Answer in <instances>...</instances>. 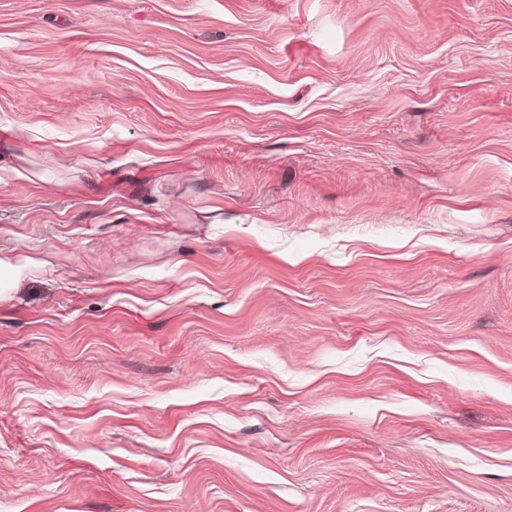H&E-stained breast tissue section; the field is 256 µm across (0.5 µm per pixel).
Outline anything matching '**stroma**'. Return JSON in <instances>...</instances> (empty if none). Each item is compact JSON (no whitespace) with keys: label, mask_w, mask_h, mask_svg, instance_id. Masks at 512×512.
Listing matches in <instances>:
<instances>
[{"label":"stroma","mask_w":512,"mask_h":512,"mask_svg":"<svg viewBox=\"0 0 512 512\" xmlns=\"http://www.w3.org/2000/svg\"><path fill=\"white\" fill-rule=\"evenodd\" d=\"M0 512H512V0H0Z\"/></svg>","instance_id":"35a3bbf8"}]
</instances>
